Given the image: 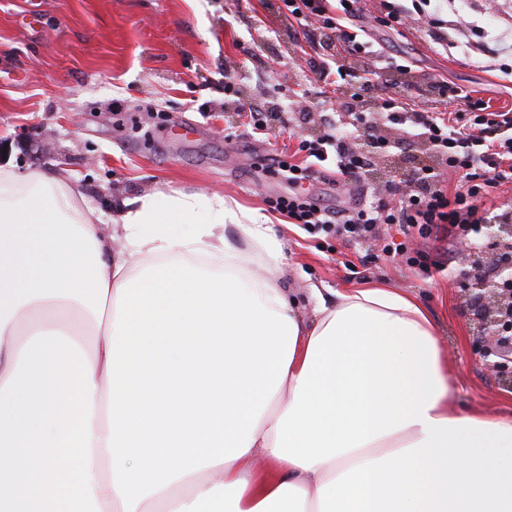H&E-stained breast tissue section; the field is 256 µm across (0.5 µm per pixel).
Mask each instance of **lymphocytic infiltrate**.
<instances>
[{
    "label": "lymphocytic infiltrate",
    "mask_w": 512,
    "mask_h": 512,
    "mask_svg": "<svg viewBox=\"0 0 512 512\" xmlns=\"http://www.w3.org/2000/svg\"><path fill=\"white\" fill-rule=\"evenodd\" d=\"M431 2L411 0L406 7L396 0H379L374 20L398 28L424 18L422 32L442 44L446 37L441 20L428 12ZM282 3L312 45L327 51L339 48L352 56L371 55L359 29L349 25L356 14V0ZM318 74L325 84L346 87L347 97L336 109L318 112L321 135L299 137L297 150L304 153V163L276 153L267 157L268 170L288 183L287 194L268 198L271 211L309 233L321 231L362 246H380L384 256L404 258L411 267L423 266L424 261L422 255H411L407 237L416 234L452 242L484 223L481 200L490 189L512 183V109H491L488 102L472 99L444 80L432 83L430 94L462 101L461 109H409L392 96L372 107L369 92L378 83V72L358 76L337 64L321 66ZM224 95L247 134H266L273 117L271 108L243 100L230 80L224 83ZM346 114L352 118L348 126L342 122ZM396 137L410 139L428 159L400 179H376V169ZM320 168L334 173L338 183L363 185L367 199L336 213L322 208L303 190ZM451 172L460 177L452 189L447 186ZM393 226L398 229L394 235L389 232Z\"/></svg>",
    "instance_id": "f902f5d3"
}]
</instances>
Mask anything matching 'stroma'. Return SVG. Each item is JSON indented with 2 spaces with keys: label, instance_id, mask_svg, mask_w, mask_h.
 <instances>
[{
  "label": "stroma",
  "instance_id": "stroma-1",
  "mask_svg": "<svg viewBox=\"0 0 512 512\" xmlns=\"http://www.w3.org/2000/svg\"><path fill=\"white\" fill-rule=\"evenodd\" d=\"M437 15L466 16L471 28L449 30L444 47L410 28L366 32L385 60L410 65L406 103L444 79L493 108H512V74L491 55L512 26V0H441ZM321 57L297 37L280 0H0V153L24 171L66 170L107 217L118 198L158 188L218 192L259 210L284 244L281 285L304 318L312 316L313 285L330 302L366 284L409 294L440 331L457 408L512 420V384L474 353L475 317L460 279L491 265L489 251L470 258L417 239L432 264L424 273L308 234L265 203L288 191L264 165L289 146L288 127L272 123L260 139L226 137L225 77L246 100L331 103L333 88L297 67Z\"/></svg>",
  "mask_w": 512,
  "mask_h": 512
}]
</instances>
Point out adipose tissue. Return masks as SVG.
Listing matches in <instances>:
<instances>
[{"instance_id": "adipose-tissue-1", "label": "adipose tissue", "mask_w": 512, "mask_h": 512, "mask_svg": "<svg viewBox=\"0 0 512 512\" xmlns=\"http://www.w3.org/2000/svg\"><path fill=\"white\" fill-rule=\"evenodd\" d=\"M284 273L227 196L107 224L0 166V512H512V421L456 409L419 303L313 287L307 325Z\"/></svg>"}]
</instances>
